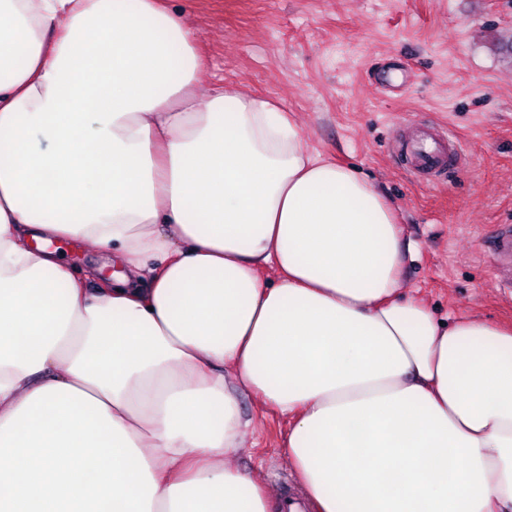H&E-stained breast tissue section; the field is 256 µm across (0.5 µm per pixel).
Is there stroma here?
I'll return each mask as SVG.
<instances>
[{
    "label": "stroma",
    "instance_id": "stroma-1",
    "mask_svg": "<svg viewBox=\"0 0 512 512\" xmlns=\"http://www.w3.org/2000/svg\"><path fill=\"white\" fill-rule=\"evenodd\" d=\"M211 60L198 84L274 99L324 158L357 168L393 205L404 291L450 322H512L490 263L512 226V0H164ZM431 121L464 160L421 183L396 161L403 126ZM237 464L273 498L303 497L283 442L288 422L251 391Z\"/></svg>",
    "mask_w": 512,
    "mask_h": 512
}]
</instances>
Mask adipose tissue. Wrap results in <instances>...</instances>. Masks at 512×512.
I'll use <instances>...</instances> for the list:
<instances>
[{"instance_id":"1","label":"adipose tissue","mask_w":512,"mask_h":512,"mask_svg":"<svg viewBox=\"0 0 512 512\" xmlns=\"http://www.w3.org/2000/svg\"><path fill=\"white\" fill-rule=\"evenodd\" d=\"M207 67L156 0H0V512H270L240 387L313 512H512V325L440 324L373 183ZM56 245L66 252L68 261L78 270L86 271L104 264L112 265V261L107 256L90 246L69 244L62 241L56 242ZM240 411L251 419L244 432L243 448L237 455L240 469L260 478L271 490L272 511L277 510L278 498H303V487L286 459V448H281L288 436V421L279 413L263 407L251 391L237 393Z\"/></svg>"}]
</instances>
